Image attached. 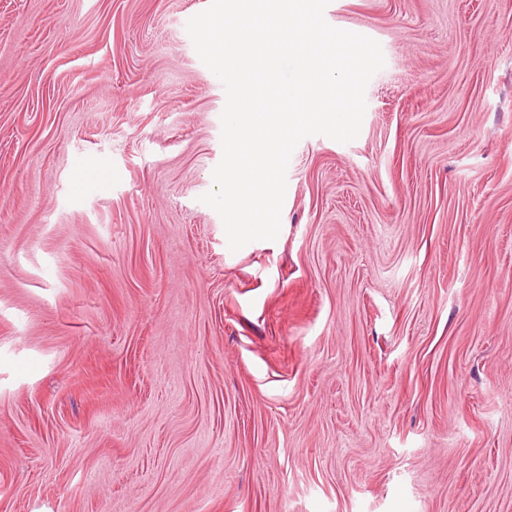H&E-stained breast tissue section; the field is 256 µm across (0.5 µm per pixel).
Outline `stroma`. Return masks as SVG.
<instances>
[{
    "mask_svg": "<svg viewBox=\"0 0 512 512\" xmlns=\"http://www.w3.org/2000/svg\"><path fill=\"white\" fill-rule=\"evenodd\" d=\"M209 3L0 0V512H512V0H331L360 133L236 252Z\"/></svg>",
    "mask_w": 512,
    "mask_h": 512,
    "instance_id": "stroma-1",
    "label": "stroma"
}]
</instances>
